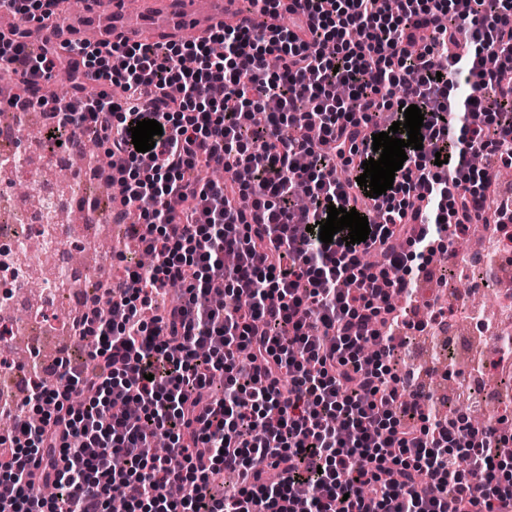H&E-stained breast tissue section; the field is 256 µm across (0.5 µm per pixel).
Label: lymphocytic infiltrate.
I'll return each instance as SVG.
<instances>
[{
    "label": "lymphocytic infiltrate",
    "instance_id": "f902f5d3",
    "mask_svg": "<svg viewBox=\"0 0 512 512\" xmlns=\"http://www.w3.org/2000/svg\"><path fill=\"white\" fill-rule=\"evenodd\" d=\"M246 2L289 25L0 41V82L71 71L37 103L108 155L113 214H137L127 236L153 258L119 255L73 324L84 354L54 365L65 388L29 382L0 433V512H512V425L441 416L398 370L411 311L390 304L473 221L512 223L470 164H512V0ZM413 104L423 147L371 219L362 163ZM148 119L163 132L142 153L129 129ZM331 204L369 217L366 242L320 241ZM224 472L241 485L218 498Z\"/></svg>",
    "mask_w": 512,
    "mask_h": 512
}]
</instances>
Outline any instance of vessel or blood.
I'll return each mask as SVG.
<instances>
[{
    "label": "vessel or blood",
    "instance_id": "b4317fda",
    "mask_svg": "<svg viewBox=\"0 0 512 512\" xmlns=\"http://www.w3.org/2000/svg\"><path fill=\"white\" fill-rule=\"evenodd\" d=\"M252 21L242 0H151L148 8L134 12L122 9L118 0H92L88 12L60 17L47 28H33L31 37L40 41L50 37L59 43L75 37L103 49L118 41H170L189 33L205 37L218 24Z\"/></svg>",
    "mask_w": 512,
    "mask_h": 512
}]
</instances>
